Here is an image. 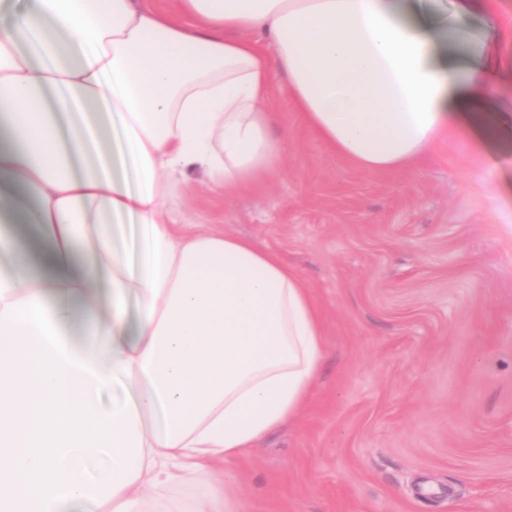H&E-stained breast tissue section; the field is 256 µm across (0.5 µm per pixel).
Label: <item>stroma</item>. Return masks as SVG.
I'll use <instances>...</instances> for the list:
<instances>
[{
	"instance_id": "stroma-1",
	"label": "stroma",
	"mask_w": 512,
	"mask_h": 512,
	"mask_svg": "<svg viewBox=\"0 0 512 512\" xmlns=\"http://www.w3.org/2000/svg\"><path fill=\"white\" fill-rule=\"evenodd\" d=\"M494 7L499 31L475 13L460 36L483 37L502 74L496 138L462 126L409 168L366 173L279 90V178L219 198L195 170L172 199L282 255L324 310L311 404L224 465L240 512H512V0Z\"/></svg>"
}]
</instances>
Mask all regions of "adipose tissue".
Segmentation results:
<instances>
[{"mask_svg": "<svg viewBox=\"0 0 512 512\" xmlns=\"http://www.w3.org/2000/svg\"><path fill=\"white\" fill-rule=\"evenodd\" d=\"M462 51L437 62L396 0H33L0 25V211L23 206L43 243L30 258L0 231V512H142L144 488L198 473L167 512H232L224 463L309 405L323 311L277 252L184 230L167 200L191 170L220 196L280 175L281 75L308 131L369 173L460 120L496 136L497 73L481 40Z\"/></svg>", "mask_w": 512, "mask_h": 512, "instance_id": "obj_1", "label": "adipose tissue"}]
</instances>
